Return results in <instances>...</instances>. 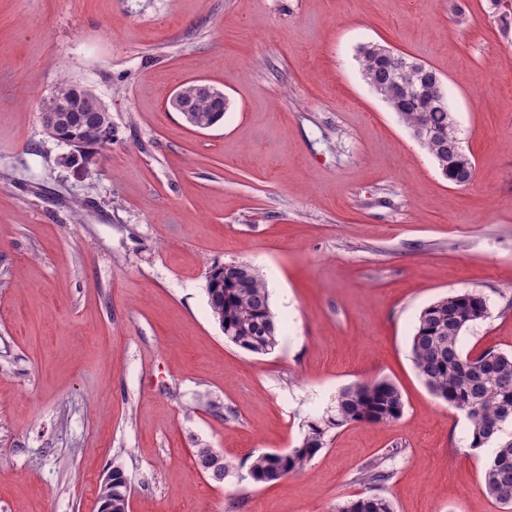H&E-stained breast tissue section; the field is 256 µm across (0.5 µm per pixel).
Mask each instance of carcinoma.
<instances>
[{
    "instance_id": "carcinoma-1",
    "label": "carcinoma",
    "mask_w": 512,
    "mask_h": 512,
    "mask_svg": "<svg viewBox=\"0 0 512 512\" xmlns=\"http://www.w3.org/2000/svg\"><path fill=\"white\" fill-rule=\"evenodd\" d=\"M357 62L364 80L389 108L396 112L412 137L432 157L441 174L452 183L471 181L475 162L461 145L456 119L445 95L438 93L442 82L427 64L394 54L379 43H367L358 50ZM75 85L61 82L54 94L42 102L48 112L54 100H63L55 113L58 125L78 134L88 147L112 141V126L85 125L87 103L70 99ZM245 280L224 274V299L215 298L209 308L215 318H224V337L236 346L256 354H267L278 344L279 320L271 309L270 295L261 271L247 263ZM487 299L474 291L453 292L425 307L411 339V357L423 384L448 405L465 411L473 441L479 448L488 439L487 426L512 420V354L487 349L488 370L474 378L469 370L470 354L459 339L470 323L488 317ZM404 410L401 392L387 380L361 383L340 390L325 415L308 422L299 446L285 453L263 452L253 457L249 474L256 483H272L303 472L324 448L328 432L351 423H386L398 420ZM214 450L198 448L197 465L213 466L222 482L230 465L215 463ZM398 449L360 468L358 480L377 485L390 478L382 464ZM484 487L502 504L512 505V439L499 443L484 465ZM128 500L123 471L112 470V512ZM336 512H394L391 501L382 495L349 500L336 505Z\"/></svg>"
}]
</instances>
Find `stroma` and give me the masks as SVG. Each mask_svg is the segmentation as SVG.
Returning a JSON list of instances; mask_svg holds the SVG:
<instances>
[{
  "label": "stroma",
  "mask_w": 512,
  "mask_h": 512,
  "mask_svg": "<svg viewBox=\"0 0 512 512\" xmlns=\"http://www.w3.org/2000/svg\"><path fill=\"white\" fill-rule=\"evenodd\" d=\"M368 42L439 75L468 185L363 81ZM63 79L112 114L87 177L41 123ZM195 80L229 101L206 130L170 106ZM232 261L266 278L271 353L211 315L208 273ZM455 291L490 308L463 350L512 353V24L489 0H0V512H98L115 466L129 512H336L371 492L395 512H512L411 360L419 313ZM380 379L400 419L251 479L338 390ZM390 448L392 478L358 482Z\"/></svg>",
  "instance_id": "stroma-1"
}]
</instances>
